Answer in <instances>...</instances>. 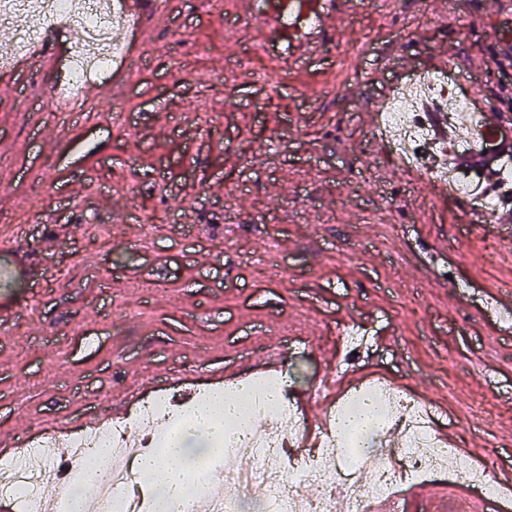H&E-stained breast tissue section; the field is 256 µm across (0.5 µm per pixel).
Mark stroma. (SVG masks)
I'll return each mask as SVG.
<instances>
[{"mask_svg":"<svg viewBox=\"0 0 512 512\" xmlns=\"http://www.w3.org/2000/svg\"><path fill=\"white\" fill-rule=\"evenodd\" d=\"M169 0L143 67L108 111L102 80L61 120L43 99L64 72L34 58L0 84V262L18 268L0 331V437L110 415L155 381L212 382L244 356H280L321 421L359 356L432 404L449 442L512 446V224L438 197L381 151L377 111L399 62L477 79L512 120V0H369L333 38L284 64L248 59L257 18L230 26ZM280 276L269 273L270 265ZM409 512H491L461 479L405 488Z\"/></svg>","mask_w":512,"mask_h":512,"instance_id":"stroma-1","label":"stroma"}]
</instances>
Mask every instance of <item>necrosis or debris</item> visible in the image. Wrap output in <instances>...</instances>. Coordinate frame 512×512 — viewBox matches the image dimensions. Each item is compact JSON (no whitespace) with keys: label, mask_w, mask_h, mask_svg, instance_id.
<instances>
[{"label":"necrosis or debris","mask_w":512,"mask_h":512,"mask_svg":"<svg viewBox=\"0 0 512 512\" xmlns=\"http://www.w3.org/2000/svg\"><path fill=\"white\" fill-rule=\"evenodd\" d=\"M0 21L14 27L18 56L29 54L50 28L78 32L67 58V86L71 106L77 109L83 103L86 82L105 76L121 60L113 35L131 28L134 18L124 0H0ZM458 86L456 75L445 68L427 64L411 71L380 104L374 134L403 167L430 180L437 189L475 201L483 214L491 216L502 201L512 198V159L497 150L476 117L472 98L458 93ZM439 121L455 133L450 158L441 168L434 160L443 147L435 128ZM366 391L386 406L384 430L400 435L397 463L373 466L365 452H340L331 413L315 448L304 449V418L284 392L263 414L268 425L263 437L240 432L229 441L220 477L244 491L264 487L259 512H339L342 504L346 512H372L376 502L392 500L402 487L452 477L464 478L478 498L502 496L505 480L495 473L493 463L455 467L461 449L440 440L436 422L418 396L385 378L368 384ZM184 404V398L172 390L144 400L121 421L95 423L71 435V455L62 466L68 487H77L97 448L112 450L111 465L99 480L88 512H151V494L138 487L133 464L138 457L155 453L158 430L177 424ZM287 467L295 476L285 491L281 485ZM34 482L33 476L10 461L0 462V494L14 498L18 512H43L31 490ZM311 482L319 486V493L304 494Z\"/></svg>","instance_id":"4bbe7bcc"}]
</instances>
